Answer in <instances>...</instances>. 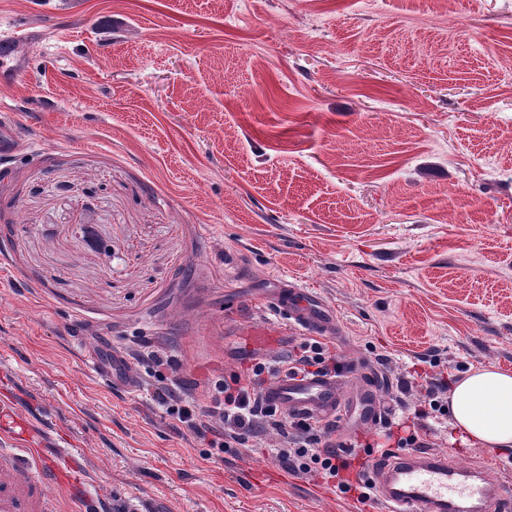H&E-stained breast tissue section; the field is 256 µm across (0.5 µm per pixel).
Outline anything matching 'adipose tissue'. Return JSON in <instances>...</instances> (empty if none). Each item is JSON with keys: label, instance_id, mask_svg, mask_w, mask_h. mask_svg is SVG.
<instances>
[{"label": "adipose tissue", "instance_id": "1", "mask_svg": "<svg viewBox=\"0 0 512 512\" xmlns=\"http://www.w3.org/2000/svg\"><path fill=\"white\" fill-rule=\"evenodd\" d=\"M448 403L464 443L512 449V372L470 370L451 382Z\"/></svg>", "mask_w": 512, "mask_h": 512}]
</instances>
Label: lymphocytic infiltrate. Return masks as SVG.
Listing matches in <instances>:
<instances>
[{"mask_svg": "<svg viewBox=\"0 0 512 512\" xmlns=\"http://www.w3.org/2000/svg\"><path fill=\"white\" fill-rule=\"evenodd\" d=\"M138 357L156 368L153 401L209 447L221 451L231 442L250 440L259 448L265 433L273 429L284 438L282 447L270 451L275 461L293 473L334 484L343 495L362 502L370 499V485L350 478L358 457V441H350L348 450L340 451L333 439L335 426L289 415L265 403L261 393L264 376L283 371L303 375L342 373L345 365L327 343L314 338L304 340L287 357L255 361L244 374L208 385V402L202 407L181 390L178 379L167 377L173 364L160 351L148 346Z\"/></svg>", "mask_w": 512, "mask_h": 512, "instance_id": "f902f5d3", "label": "lymphocytic infiltrate"}]
</instances>
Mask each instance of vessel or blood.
Wrapping results in <instances>:
<instances>
[{
  "label": "vessel or blood",
  "instance_id": "vessel-or-blood-1",
  "mask_svg": "<svg viewBox=\"0 0 512 512\" xmlns=\"http://www.w3.org/2000/svg\"><path fill=\"white\" fill-rule=\"evenodd\" d=\"M272 305L300 333L337 331L333 314L300 285L276 289ZM352 384L363 392L362 425H377L383 416L377 388L359 375L282 373L264 385L263 397L292 415L327 423L341 417ZM82 459V450L62 445L44 453L20 411L0 406V512H58L59 501L49 494L53 488L67 492L73 512H144V502L136 496L109 505L100 502ZM364 478L374 485L388 512H512V487L428 450L378 459Z\"/></svg>",
  "mask_w": 512,
  "mask_h": 512
}]
</instances>
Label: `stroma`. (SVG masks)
<instances>
[{
  "instance_id": "obj_1",
  "label": "stroma",
  "mask_w": 512,
  "mask_h": 512,
  "mask_svg": "<svg viewBox=\"0 0 512 512\" xmlns=\"http://www.w3.org/2000/svg\"><path fill=\"white\" fill-rule=\"evenodd\" d=\"M0 401L83 449L98 497L155 512H379L206 444L84 361L149 340L185 391L303 340L278 281L334 312L347 365L512 369V0H0ZM274 333L253 345L254 329ZM427 450L512 484L451 417Z\"/></svg>"
}]
</instances>
